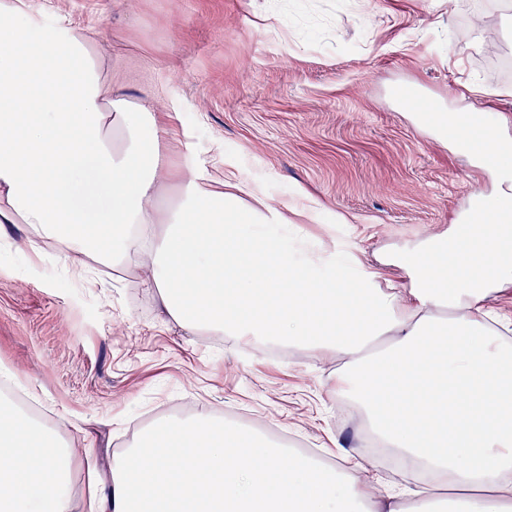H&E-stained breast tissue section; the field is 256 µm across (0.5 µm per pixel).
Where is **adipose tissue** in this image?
Here are the masks:
<instances>
[{
	"mask_svg": "<svg viewBox=\"0 0 512 512\" xmlns=\"http://www.w3.org/2000/svg\"><path fill=\"white\" fill-rule=\"evenodd\" d=\"M91 39L36 23L0 0V224H27L70 256L149 265L146 287L184 328L322 348L347 357L345 380L380 445L414 476L410 495L457 500L463 512H512V347L471 286L491 270L512 282V194L479 236L448 254L438 239L399 259L409 296L372 278L325 277L301 239L275 234L283 214L248 205L250 184L216 178L194 154L164 203L172 129L102 75ZM219 424L162 422L90 474L91 512H380L349 462L321 467ZM72 454L0 400V512H70Z\"/></svg>",
	"mask_w": 512,
	"mask_h": 512,
	"instance_id": "obj_1",
	"label": "adipose tissue"
}]
</instances>
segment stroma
Wrapping results in <instances>:
<instances>
[{"label": "stroma", "instance_id": "1", "mask_svg": "<svg viewBox=\"0 0 512 512\" xmlns=\"http://www.w3.org/2000/svg\"><path fill=\"white\" fill-rule=\"evenodd\" d=\"M34 19L95 36L113 88L171 113L200 159L239 171L257 197L294 205L315 255L380 289L411 279L386 258L450 237L471 193L501 179L389 97L399 81L443 105L488 110L512 141V0H23ZM148 271L77 275L24 224L0 230V367L76 451L71 512H90L86 469L112 463L178 401L238 412L336 462L372 431L339 378L345 361L256 340L207 346L162 315ZM93 451L84 460L81 451Z\"/></svg>", "mask_w": 512, "mask_h": 512}]
</instances>
